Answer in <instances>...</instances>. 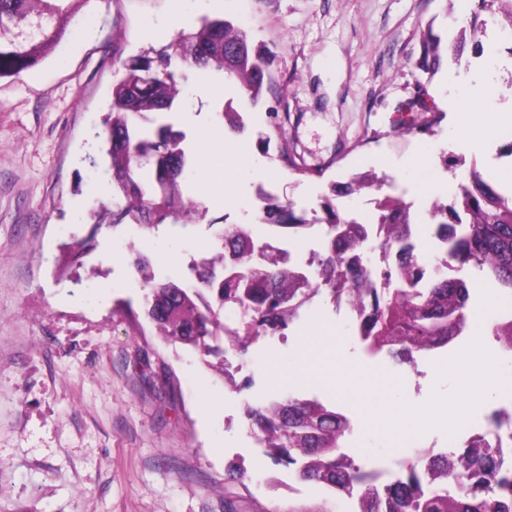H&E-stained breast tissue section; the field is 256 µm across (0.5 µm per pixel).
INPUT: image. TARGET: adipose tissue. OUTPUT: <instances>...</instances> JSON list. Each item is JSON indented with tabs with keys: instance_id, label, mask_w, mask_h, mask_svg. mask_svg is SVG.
Returning a JSON list of instances; mask_svg holds the SVG:
<instances>
[{
	"instance_id": "ef3b65f1",
	"label": "adipose tissue",
	"mask_w": 512,
	"mask_h": 512,
	"mask_svg": "<svg viewBox=\"0 0 512 512\" xmlns=\"http://www.w3.org/2000/svg\"><path fill=\"white\" fill-rule=\"evenodd\" d=\"M499 364V357L487 341L485 324L478 320L469 339L455 348L450 362L440 367L454 382V407H447L441 400L423 406L404 401L389 381L363 377L353 370L347 373L345 381L355 385L370 405L380 408L393 428L442 423L453 431L467 424L473 408L489 396V376Z\"/></svg>"
}]
</instances>
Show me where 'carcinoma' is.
Instances as JSON below:
<instances>
[{"label": "carcinoma", "mask_w": 512, "mask_h": 512, "mask_svg": "<svg viewBox=\"0 0 512 512\" xmlns=\"http://www.w3.org/2000/svg\"><path fill=\"white\" fill-rule=\"evenodd\" d=\"M89 0H0V79L15 77L46 58L69 33L79 9ZM488 14L512 34V0H477L468 25L448 33L429 22L420 32L419 69L435 75L448 60L465 52L479 57L483 44L473 38ZM276 52L253 42L248 31L230 19L204 16L194 29L182 31L169 45L120 62L121 76L112 86V101L103 120V161L111 172L112 204L92 210L90 234L64 245L63 269L79 268L96 248L102 226L131 220L145 229L161 224H194L210 208L196 194L184 192L192 158L186 135L178 129V80L216 72L238 86L241 98L258 104L274 90ZM224 133L250 132L240 106L229 100L216 113ZM388 184L372 173L331 182L321 199L326 225L322 252L315 258L317 279L303 280L286 256L258 263V239L250 227L221 224L212 218L217 241L209 256L188 269L194 282L160 279L150 273L149 256L138 252L132 263L147 288L145 315L159 334L209 358L224 372V341L245 347L253 336L282 334L300 318V298L326 292L358 314V331L368 352L384 353L411 367L416 356L448 343L468 324L469 288L448 276L446 268L474 266L498 288L512 295V187L484 176L476 165L453 192L437 198L427 210L429 223L441 235L443 255L429 278L413 261L418 245L413 225L418 215L397 193L376 200L378 224L370 228L337 209L334 200ZM263 223L299 233L310 227L307 211L262 191ZM376 240L393 256L386 283H372L362 247ZM242 314V330L228 331L224 309ZM491 335L503 353H512V326L493 327ZM259 443L276 465L293 469L302 481L318 484L349 498L356 512H512V473L502 469L477 442L436 462L405 463L392 481H378L352 458L339 452L349 431L342 414L317 399L288 397L246 409Z\"/></svg>", "instance_id": "carcinoma-1"}]
</instances>
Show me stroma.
<instances>
[{"mask_svg":"<svg viewBox=\"0 0 512 512\" xmlns=\"http://www.w3.org/2000/svg\"><path fill=\"white\" fill-rule=\"evenodd\" d=\"M473 0H210L184 10L179 0H88L66 39L18 77L0 80V512H354V500L291 482L251 432L243 396L293 394L339 404L351 420L342 451L385 479L401 466L388 455L387 430L372 424L363 397L343 375L354 368L387 380L398 366L368 355L360 340L336 343L349 310L314 297L320 315L301 317L287 336L259 337L230 350L225 377L191 348L157 336L144 314L145 291L131 266L147 254L159 277H183L213 245L207 223L165 224L145 232L102 230L81 268L60 272L63 243L84 237L89 212L103 202L106 166L90 167L108 111L117 58L169 44L200 15L223 16L275 47L274 96L248 109L252 135H223L232 154L209 182L225 223L304 253L320 250L322 225L295 235L261 223L259 187L316 209L330 181L375 173L404 188L418 214L446 196L460 175L442 153L477 163L484 175L512 170L500 124L487 140L462 137L460 103L512 113V41L488 24L483 56L464 55L434 78L417 67L419 32L460 27ZM238 88L223 74L191 75L177 118L195 150L199 127ZM436 108L427 133L402 132L421 105ZM287 113L284 136L261 151L272 112ZM288 149L304 174L279 159ZM328 344L327 374L309 372L312 338ZM282 375L274 384V375ZM243 464L244 483L225 481Z\"/></svg>","mask_w":512,"mask_h":512,"instance_id":"1","label":"stroma"}]
</instances>
